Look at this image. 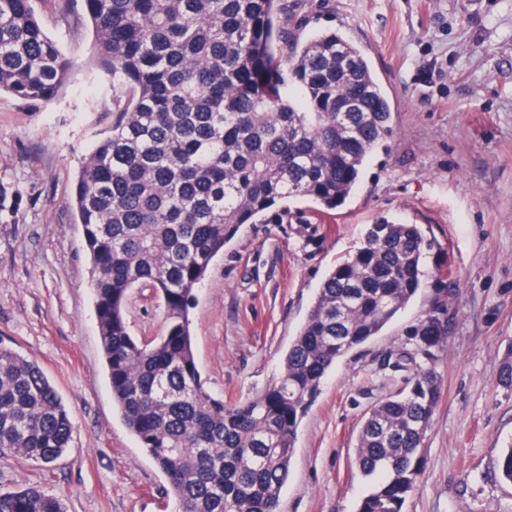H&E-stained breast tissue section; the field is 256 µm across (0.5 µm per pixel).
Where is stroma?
<instances>
[{
    "label": "stroma",
    "mask_w": 512,
    "mask_h": 512,
    "mask_svg": "<svg viewBox=\"0 0 512 512\" xmlns=\"http://www.w3.org/2000/svg\"><path fill=\"white\" fill-rule=\"evenodd\" d=\"M286 6L289 28H333L362 47L388 93L393 133L342 208L319 215L293 203L287 223L243 225L213 261L191 313L206 386L235 401L265 390L328 271L360 246L366 225H420L433 243L425 286L326 376L300 422L279 510L356 512L360 426L396 387L381 364L444 288L441 401L403 512H512V482L497 466L512 442V391L498 383L512 347V0ZM34 7L72 72L49 102L0 92V341L40 367L75 429L52 467L0 454V491L36 487L67 512H175L162 473L112 404L91 264L69 204L83 157L112 123V78L94 63L82 0Z\"/></svg>",
    "instance_id": "stroma-1"
}]
</instances>
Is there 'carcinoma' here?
Instances as JSON below:
<instances>
[{"mask_svg": "<svg viewBox=\"0 0 512 512\" xmlns=\"http://www.w3.org/2000/svg\"><path fill=\"white\" fill-rule=\"evenodd\" d=\"M95 62L112 75V126L70 195L91 261V290L112 402L157 465L176 512H277L299 424L336 362L378 335L422 288L418 224L367 225L336 263L277 379L243 402L213 396L197 367L190 313L211 262L244 224L326 214L359 186L392 131L387 94L342 34L288 29L281 0H83ZM69 59L32 0H0V91L47 102ZM163 308L159 336H135L133 289ZM448 290L438 289L386 366L400 386L364 419L357 512H403L441 401ZM512 390V347L502 359ZM73 421L41 369L0 341V453L48 466ZM0 512H67L38 489L0 493Z\"/></svg>", "mask_w": 512, "mask_h": 512, "instance_id": "cac0c4a2", "label": "carcinoma"}]
</instances>
